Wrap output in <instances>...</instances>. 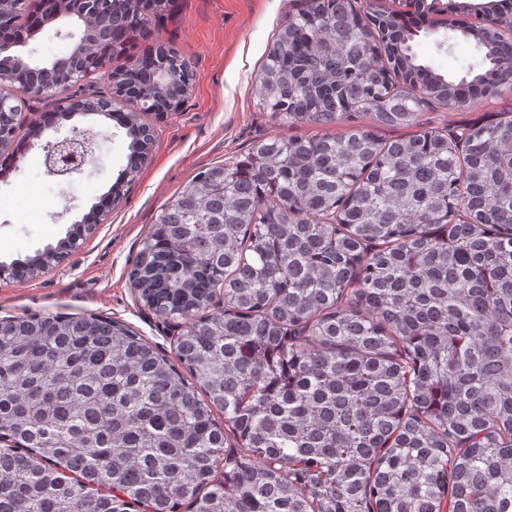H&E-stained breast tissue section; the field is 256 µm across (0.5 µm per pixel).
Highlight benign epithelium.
<instances>
[{
    "label": "benign epithelium",
    "instance_id": "obj_1",
    "mask_svg": "<svg viewBox=\"0 0 512 512\" xmlns=\"http://www.w3.org/2000/svg\"><path fill=\"white\" fill-rule=\"evenodd\" d=\"M106 0H39L36 11L31 14L30 34H37L48 27H57L56 34L72 41L67 55L49 64H26L13 78L14 95L0 97V138L11 137L16 132L15 124L21 115V107L16 96L48 98L56 95L55 86L44 82V77L53 73L65 74L64 85L72 88L89 75L104 70L112 62V35H104L100 50L93 56L80 55L84 41L85 20L100 12ZM26 44V38L15 27L14 20L0 15V51H16ZM153 79L161 83L171 78H181L184 86H189L192 73L183 69V73H174L168 67L166 54L158 52L152 56ZM132 92L121 85L113 89V95L104 101L105 111L114 112L118 105L129 99ZM93 155V142L88 137L66 135L50 143L44 154V165L48 175L61 181H67L83 171L88 158Z\"/></svg>",
    "mask_w": 512,
    "mask_h": 512
}]
</instances>
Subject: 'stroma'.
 Listing matches in <instances>:
<instances>
[{
  "mask_svg": "<svg viewBox=\"0 0 512 512\" xmlns=\"http://www.w3.org/2000/svg\"><path fill=\"white\" fill-rule=\"evenodd\" d=\"M302 0H170L166 17L148 15L147 32L130 42L116 67L165 46L177 51L194 74L187 96L170 112L144 120L153 138L150 154L133 180H121L129 139L118 117L98 112L58 118L44 128L56 98L23 105L17 137L39 128L14 173L0 179V266L34 255L66 240L113 185L121 198L98 215L91 233L75 250L44 273L24 280L0 279V316L92 314L129 326L168 359H175L172 320L144 306L129 272L140 241L181 187L208 167L234 161L251 144L271 137H312L369 128L371 115L325 126L292 124L271 116L260 104L258 74L267 48ZM512 111V90L455 108L423 113L429 128L485 123ZM79 132L95 143L91 163L75 175L71 188L59 187L43 165L44 147L60 135ZM96 184L84 193V181Z\"/></svg>",
  "mask_w": 512,
  "mask_h": 512,
  "instance_id": "35a3bbf8",
  "label": "stroma"
}]
</instances>
